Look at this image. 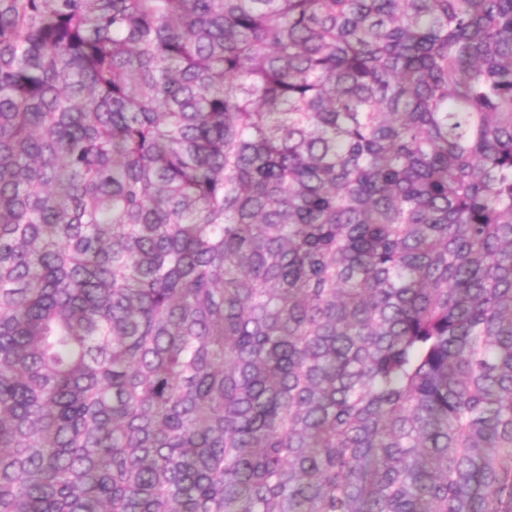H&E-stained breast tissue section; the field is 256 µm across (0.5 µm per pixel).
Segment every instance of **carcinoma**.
I'll list each match as a JSON object with an SVG mask.
<instances>
[{
	"instance_id": "carcinoma-1",
	"label": "carcinoma",
	"mask_w": 512,
	"mask_h": 512,
	"mask_svg": "<svg viewBox=\"0 0 512 512\" xmlns=\"http://www.w3.org/2000/svg\"><path fill=\"white\" fill-rule=\"evenodd\" d=\"M0 512H512V0H0Z\"/></svg>"
}]
</instances>
